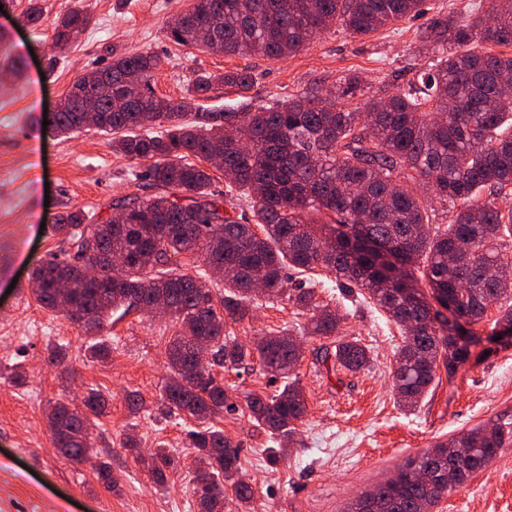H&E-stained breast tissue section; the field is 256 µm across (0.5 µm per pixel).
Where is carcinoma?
<instances>
[{
    "mask_svg": "<svg viewBox=\"0 0 512 512\" xmlns=\"http://www.w3.org/2000/svg\"><path fill=\"white\" fill-rule=\"evenodd\" d=\"M423 2L194 0L170 35L210 53L281 60L333 27L357 37L419 16ZM491 15L490 23L483 16L432 18L418 33L429 53L425 68L396 95L378 90L361 112L338 106L317 88L254 112H202L198 100L215 85L245 90L252 75L202 72L180 99L161 98L150 84L159 58L149 52L115 57L77 77L58 103L51 125L66 135L82 129L80 102L95 96L98 129L112 135L113 149L131 161L155 159L138 179L158 193L118 201L121 223L86 224L80 211L57 216L53 230L74 253L39 265L32 291L55 312L57 283L65 281L69 301L86 314L70 321L93 335L113 311L143 309L166 296L179 330L168 341L160 403L201 425L189 432L199 461L191 483L200 512H224L228 489L239 506L254 497L253 487L239 479L238 449L211 424L214 418L246 411L282 443L292 440L306 413L295 374L303 349L292 334L271 332L246 345L224 331L226 320L243 322L253 312V272L263 273L265 295L286 298L307 316L303 335L329 340L317 360L350 373L367 367V349L337 338L343 315L320 304L314 287H288L286 269L319 268L348 292L369 295L404 336L393 380L405 409L420 403L439 367L451 376L468 360L478 342L474 326L492 304L506 305L494 327L512 326V248L506 244L512 209L481 197L485 190L496 198L512 195V55L487 47L512 45V0H491ZM88 25L84 12L69 11L54 24L53 46L69 45ZM132 73L141 79L126 81ZM156 125L165 130L151 131ZM213 155L223 158V187L207 169ZM425 183L443 204V230L432 224ZM238 190L248 217L224 212V200ZM115 251L128 255L124 264L113 263ZM175 257L194 265L196 274L178 271ZM212 265L233 274L216 283ZM220 285L224 294L213 296ZM199 351L221 368L255 360L281 381L279 389L251 393L240 406L214 373L191 372ZM105 408L95 390L81 410L56 402L48 418L59 452L76 462L87 457L92 418ZM511 447L512 428L504 424L460 432L408 458L395 478L377 483L348 512H430ZM153 461L152 475L162 484L173 460L160 445ZM416 469L430 479H411Z\"/></svg>",
    "mask_w": 512,
    "mask_h": 512,
    "instance_id": "cac0c4a2",
    "label": "carcinoma"
}]
</instances>
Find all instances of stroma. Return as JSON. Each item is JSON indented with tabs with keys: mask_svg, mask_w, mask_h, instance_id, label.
<instances>
[{
	"mask_svg": "<svg viewBox=\"0 0 512 512\" xmlns=\"http://www.w3.org/2000/svg\"><path fill=\"white\" fill-rule=\"evenodd\" d=\"M191 0H41L39 27L25 20L29 0H0V512H198L190 488L197 465L186 415L166 413L159 403L167 378L165 347L177 326L171 319L133 310L114 313L102 335L112 345L107 362H89L93 337L65 315L43 309L30 289V275L50 254L72 245L53 229L59 214L82 211L88 223L102 222L113 203L128 195L152 196L136 180L145 162L112 148V137L97 130L67 136L43 125L80 74L104 67L112 56L158 55L152 87L156 95L182 97L197 73L250 69L254 81L242 91L216 86L203 107L237 111L240 103L268 108L306 88L341 97L346 108L365 96L342 97L341 77L358 75L365 95L378 88L395 92L424 68L418 31L438 14L469 19L489 10V0H425L423 15L362 37L333 28L299 52L273 61L259 55L224 57L183 46L167 34ZM73 8L91 18L88 28L64 49L53 47L58 17ZM23 73L14 76L13 63ZM320 303L340 310L341 332L368 350L370 364L350 374L326 370L316 360L322 341L303 340L297 374L307 404L288 455L270 464V433L246 415L225 414L215 424L239 450L242 477L254 488L250 512H346L348 504L394 472L409 458L458 432L498 422L512 424V343L493 340L501 314L491 305L475 330L481 338L469 360L437 376L414 411L397 403L392 382L401 333L369 298L348 295L315 271ZM304 316L284 299L257 298L250 321L227 324L239 341L272 330L297 332ZM68 346L63 364L47 360L56 344ZM23 374L24 385L11 381ZM235 402L251 393L269 395L276 385L258 363L239 370L218 369ZM108 401L90 428L94 455L75 464L55 448L48 409L59 400L79 403L89 390ZM145 401L130 413L125 396ZM144 450L166 445L174 460L165 485L122 447L126 434ZM112 467L107 488L95 465ZM434 512H512V448L504 449Z\"/></svg>",
	"mask_w": 512,
	"mask_h": 512,
	"instance_id": "stroma-1",
	"label": "stroma"
}]
</instances>
